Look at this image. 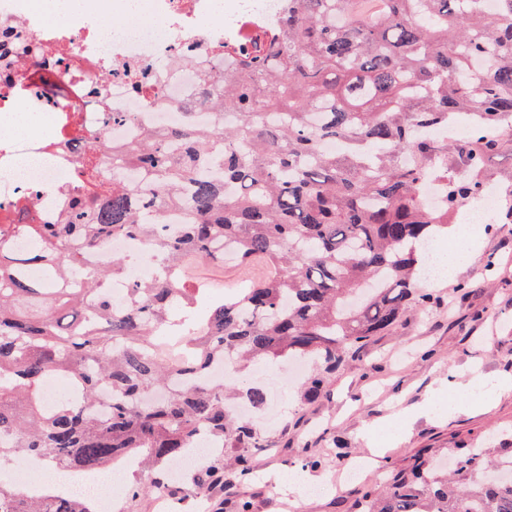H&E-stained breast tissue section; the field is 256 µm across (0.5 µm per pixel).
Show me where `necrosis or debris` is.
Instances as JSON below:
<instances>
[{
  "label": "necrosis or debris",
  "mask_w": 512,
  "mask_h": 512,
  "mask_svg": "<svg viewBox=\"0 0 512 512\" xmlns=\"http://www.w3.org/2000/svg\"><path fill=\"white\" fill-rule=\"evenodd\" d=\"M43 0H0V28L24 30L38 54L34 65L0 71V212L13 224H55L61 201L80 194L89 177L81 153L67 141L77 134L116 146H130L150 132H165L195 118L214 123L201 104L204 91L220 94V78L234 71L239 57L264 26L274 24L283 0H156L153 11L121 28L111 39L101 34L99 14L89 8L65 20L49 21ZM41 115L35 134L12 131L19 112ZM122 122H110L112 113ZM106 252L133 256L125 278L112 281L114 305H123L133 283L152 278L141 240L116 236Z\"/></svg>",
  "instance_id": "4bbe7bcc"
}]
</instances>
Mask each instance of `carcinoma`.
Instances as JSON below:
<instances>
[{"mask_svg":"<svg viewBox=\"0 0 512 512\" xmlns=\"http://www.w3.org/2000/svg\"><path fill=\"white\" fill-rule=\"evenodd\" d=\"M482 0H287L273 28L224 76L208 100L237 124L186 126L148 137L121 155L98 143L86 158L112 155V181L72 199L59 224L0 228V459L26 452L65 472L142 459L165 470L199 430L243 449L268 441L225 402L242 381L213 377L243 358L320 365L308 396L320 394L345 355L389 330L432 295L416 243H431L487 184L486 162L512 151V0L491 14ZM10 50L29 48L11 33ZM465 119L469 135L438 141L432 131ZM224 141L216 167L209 142ZM341 143L330 153L325 144ZM463 166L468 174L448 177ZM140 171L130 182L122 168ZM444 177L442 202L421 199L423 180ZM183 206L167 234L164 208ZM31 242L14 249L11 232ZM142 239L159 268L113 305L108 284L126 271L100 259L79 286L70 272L83 247L113 236ZM265 258L272 270L234 288L195 316L182 340L171 309L191 305L195 269ZM65 377L55 403L44 380ZM112 389V409L90 405ZM251 407L267 395L243 390ZM444 474L419 456L383 488L369 486L360 512H512V448L486 461L483 448H453ZM0 512H95L84 496L30 497L0 484Z\"/></svg>","mask_w":512,"mask_h":512,"instance_id":"obj_1","label":"carcinoma"}]
</instances>
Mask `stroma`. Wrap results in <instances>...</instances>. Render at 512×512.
I'll list each match as a JSON object with an SVG mask.
<instances>
[{
	"mask_svg": "<svg viewBox=\"0 0 512 512\" xmlns=\"http://www.w3.org/2000/svg\"><path fill=\"white\" fill-rule=\"evenodd\" d=\"M481 259L452 279L432 286L427 309L400 320L353 354L315 401H307L301 374L281 359L264 369L245 366L259 383L276 379L279 396L250 417L271 440L252 452L251 471L240 474L237 449L209 458L205 470L221 469L224 484L200 506L187 480L142 469L124 475L127 485L145 486L139 498H119L113 512H155L157 499H167L174 512H353V504L375 481L413 463L421 453H446L450 448H486L496 453L512 448V391L488 395L459 392L456 412L447 418L426 413L441 380H464L477 371L487 377H512V223L495 216L493 224L472 225ZM498 265L494 277L484 272L485 260ZM407 415L405 432H389L393 411ZM383 444L380 464L366 468L350 486L335 482L338 468L363 458L369 440ZM314 463L328 482L318 494L290 498L266 474L288 473Z\"/></svg>",
	"mask_w": 512,
	"mask_h": 512,
	"instance_id": "1",
	"label": "stroma"
}]
</instances>
